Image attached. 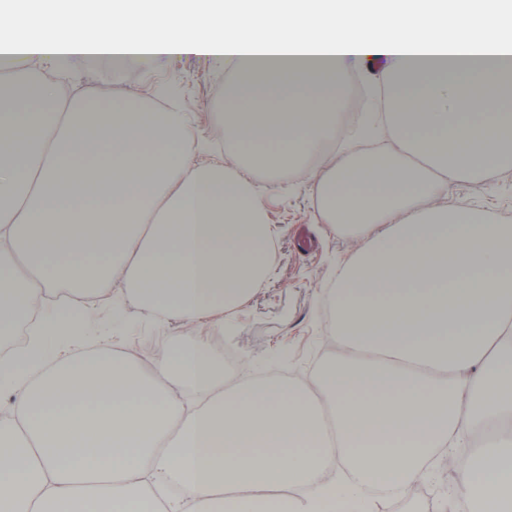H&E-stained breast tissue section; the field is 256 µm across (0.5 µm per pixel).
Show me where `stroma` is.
<instances>
[{
	"label": "stroma",
	"mask_w": 512,
	"mask_h": 512,
	"mask_svg": "<svg viewBox=\"0 0 512 512\" xmlns=\"http://www.w3.org/2000/svg\"><path fill=\"white\" fill-rule=\"evenodd\" d=\"M62 79L74 93L88 94L102 85L146 102L167 104L187 112L195 141L232 163L224 148V91L232 74L201 54L162 56L146 65L129 58L76 62ZM268 223L281 226L273 255L274 274L253 298L211 327L202 319L182 324L148 314L135 304L112 306L109 295L123 286L106 281L94 305L95 322L82 343L63 348V355L108 348L149 363L140 354L144 337L169 340L216 334L238 355L239 379L257 375L311 378L322 361L335 356L337 339L323 331V299L337 270L358 251L357 240L337 235L323 217L307 176L263 182L258 186ZM451 205L496 215L512 224V168L484 179L457 181L448 187Z\"/></svg>",
	"instance_id": "obj_1"
}]
</instances>
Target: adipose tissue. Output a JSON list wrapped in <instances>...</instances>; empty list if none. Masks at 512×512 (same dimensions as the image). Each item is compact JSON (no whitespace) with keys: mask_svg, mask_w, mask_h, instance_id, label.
Returning a JSON list of instances; mask_svg holds the SVG:
<instances>
[{"mask_svg":"<svg viewBox=\"0 0 512 512\" xmlns=\"http://www.w3.org/2000/svg\"><path fill=\"white\" fill-rule=\"evenodd\" d=\"M165 24L160 40L134 38ZM200 53L236 74L224 138L267 173L309 171L325 219L361 247L334 283L340 352L308 381L224 386L216 336L149 366L59 358L108 278L167 318L223 319L264 288L277 225L239 163L198 161L189 117L105 87L65 98L76 60ZM386 59L396 146L329 152L337 70ZM512 166V0H8L0 5V512H373L459 445L451 500L512 512V225L448 185ZM364 221L353 224L350 211ZM195 395L185 402L180 390ZM177 488L174 497L164 488Z\"/></svg>","mask_w":512,"mask_h":512,"instance_id":"adipose-tissue-1","label":"adipose tissue"}]
</instances>
